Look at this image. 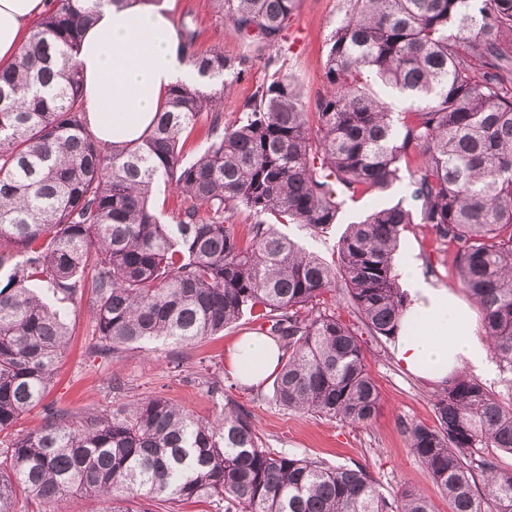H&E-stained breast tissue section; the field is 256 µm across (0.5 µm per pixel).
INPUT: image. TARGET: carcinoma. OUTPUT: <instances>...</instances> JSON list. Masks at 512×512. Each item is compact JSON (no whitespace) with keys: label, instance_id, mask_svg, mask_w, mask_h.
Wrapping results in <instances>:
<instances>
[{"label":"carcinoma","instance_id":"carcinoma-1","mask_svg":"<svg viewBox=\"0 0 512 512\" xmlns=\"http://www.w3.org/2000/svg\"><path fill=\"white\" fill-rule=\"evenodd\" d=\"M101 2L51 0L0 66V266L13 263L0 289V433L44 399L89 266L95 354L191 344L249 314L282 349L279 406L367 424L379 392L359 329L333 306L346 300L374 336L397 333L407 295L394 259L413 224L453 252L512 393V0H350L323 90L304 95L287 59L269 56L231 124L224 101L251 59L201 51L184 23L178 50L197 81L171 87L141 143L110 148L86 126L75 60ZM214 2L243 43L275 50L298 4ZM377 81L413 108L393 112ZM203 115L206 146L186 161L182 134ZM161 181L182 198L169 223L150 205ZM401 184L411 205H375L329 262L278 229L321 236L347 200ZM434 406L437 425L407 427L408 447L449 512H512V471L472 456L512 454V400L457 375ZM77 493L106 512L199 498L214 512H434L411 488L384 497L363 467L263 447L230 398L213 421L164 396L96 414L50 407L39 428L0 443V512L20 498L44 512Z\"/></svg>","mask_w":512,"mask_h":512}]
</instances>
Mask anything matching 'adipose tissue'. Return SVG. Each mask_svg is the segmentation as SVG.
<instances>
[{
  "label": "adipose tissue",
  "instance_id": "adipose-tissue-1",
  "mask_svg": "<svg viewBox=\"0 0 512 512\" xmlns=\"http://www.w3.org/2000/svg\"><path fill=\"white\" fill-rule=\"evenodd\" d=\"M47 0H0V62H11ZM87 125L105 146L137 144L176 83H191L194 70L181 58L168 8L134 0L123 8L106 0L76 52ZM399 273L409 304L392 340L396 361L409 374L445 384L468 367L492 375L487 351L473 329L470 306L452 289L427 281L420 263L407 258ZM282 352L268 336L249 332L229 348L227 365L242 384L274 376Z\"/></svg>",
  "mask_w": 512,
  "mask_h": 512
}]
</instances>
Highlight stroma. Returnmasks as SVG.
I'll return each mask as SVG.
<instances>
[{
    "mask_svg": "<svg viewBox=\"0 0 512 512\" xmlns=\"http://www.w3.org/2000/svg\"><path fill=\"white\" fill-rule=\"evenodd\" d=\"M174 23L193 22L199 32L198 45L214 46L232 54H246L255 62L235 84L224 108L225 121H233L237 108L260 84L265 75L263 60L255 48L240 43L228 25L218 24L213 0H172ZM350 10L349 0H299L294 22L282 43L295 78L309 92L321 90L327 43L337 25ZM370 208L369 198L348 202L337 224L321 237L296 224L285 232L320 255H328L351 222ZM401 251L421 261L424 274L434 283L458 288L447 250H434L421 227L405 232ZM69 345L47 391L46 404L78 412L109 411L136 399L161 395L200 419L218 415L224 399L213 396L205 381L218 376L230 384L229 397L250 413L252 424L264 446L297 457L317 458L327 464L363 466L372 474L385 497L410 487L421 491L436 512H448V501L430 479L424 465L410 452L404 427L410 423L435 425V386L411 377L399 368L390 351L389 340L363 335L366 367L380 394L376 417L365 426L283 409L272 398V386L265 383L251 390L234 386L226 366L227 350L244 333L259 330L258 322L242 316L223 335L184 345L155 344L152 351L129 349L110 358L92 355L97 341L89 305L73 309L69 320Z\"/></svg>",
    "mask_w": 512,
    "mask_h": 512,
    "instance_id": "stroma-1",
    "label": "stroma"
}]
</instances>
